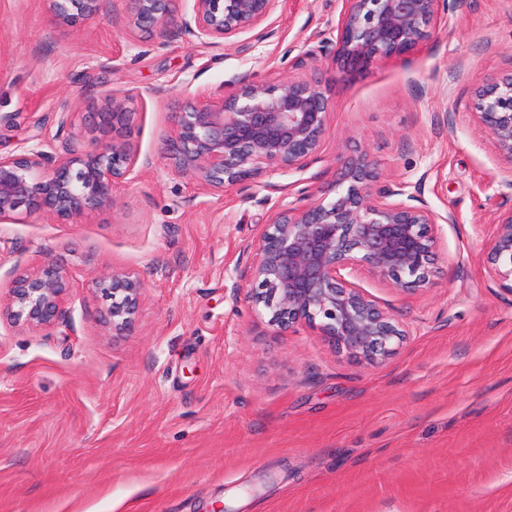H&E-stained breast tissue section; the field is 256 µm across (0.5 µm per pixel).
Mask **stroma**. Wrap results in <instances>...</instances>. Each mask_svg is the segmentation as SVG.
Instances as JSON below:
<instances>
[{
	"instance_id": "stroma-1",
	"label": "stroma",
	"mask_w": 512,
	"mask_h": 512,
	"mask_svg": "<svg viewBox=\"0 0 512 512\" xmlns=\"http://www.w3.org/2000/svg\"><path fill=\"white\" fill-rule=\"evenodd\" d=\"M337 0H280L273 35L199 47L127 36L119 0L54 30L43 0H0V155L55 136V113L118 94L139 161L113 209L78 224L0 223V289L62 255L76 278L71 329L0 322V512H512V293L484 247L512 209V173L476 123L472 91L512 71V0H457L418 55L331 87L309 190L366 149L389 179L421 183L438 227L437 274L408 296L363 287L409 327L380 367L310 330L274 335L234 287L247 245L288 203L250 182L223 194L163 152L167 101L204 103L242 80L273 84L332 39ZM145 282L135 329L112 335L91 271Z\"/></svg>"
}]
</instances>
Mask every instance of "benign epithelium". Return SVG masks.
I'll list each match as a JSON object with an SVG mask.
<instances>
[{"label":"benign epithelium","instance_id":"obj_1","mask_svg":"<svg viewBox=\"0 0 512 512\" xmlns=\"http://www.w3.org/2000/svg\"><path fill=\"white\" fill-rule=\"evenodd\" d=\"M102 0H44L54 28H76L95 17ZM127 34L151 31L164 46L182 35L198 46L233 44L246 31L273 36L263 23L279 0H121ZM341 9L330 70L365 69L421 51L441 24L440 0H339ZM474 116L499 155L512 164V72L494 76L474 91ZM333 103L328 79L289 76L276 84L244 81L235 92L207 104L183 96L171 102L173 135L164 140L174 170L207 192L246 181L304 174L321 160ZM133 112L114 95L84 113L83 132L57 148L20 144L0 156V223L45 214L78 224L114 206L116 189L133 172L139 153L132 141ZM321 196L306 193L281 205L250 246V260L236 294L268 318L284 336L307 328L352 361L378 367L409 337L404 323L360 285L361 272L390 282L402 294L432 283L438 224L456 223L421 198V185L386 180L361 151L341 164ZM484 269L512 293V210L498 217L487 243ZM72 275L49 258L13 279L0 295V319L31 330L69 326L66 307ZM92 284L114 336L130 333L143 305L145 283L125 269L94 272Z\"/></svg>","mask_w":512,"mask_h":512}]
</instances>
